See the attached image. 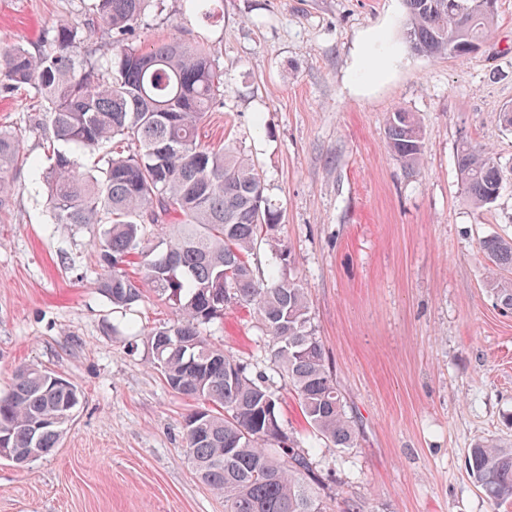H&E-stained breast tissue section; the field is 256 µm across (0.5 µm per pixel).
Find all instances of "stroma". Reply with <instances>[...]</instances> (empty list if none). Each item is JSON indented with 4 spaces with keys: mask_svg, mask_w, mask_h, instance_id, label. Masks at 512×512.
I'll return each instance as SVG.
<instances>
[{
    "mask_svg": "<svg viewBox=\"0 0 512 512\" xmlns=\"http://www.w3.org/2000/svg\"><path fill=\"white\" fill-rule=\"evenodd\" d=\"M60 19L83 23L81 0H0V37L32 51ZM405 23L404 0H214L207 18L185 0H150L139 44L216 49L224 102L200 138L258 166L356 446L320 445L247 308L205 332L273 377L281 423L310 449L327 512H492L465 459L480 438L512 446V312L482 250L487 238L512 239V128L496 119L512 107V0H499L492 34L463 60L418 55ZM397 108L423 129L413 170L388 152ZM30 113L25 91L0 93V127L26 156L0 210V392L35 365L82 399L51 454L23 468L0 459V512H224L184 447L195 402L168 390L131 334L175 311L148 297L127 315L99 293L103 228L53 223L47 143ZM465 140L502 165L500 195L480 210L460 193Z\"/></svg>",
    "mask_w": 512,
    "mask_h": 512,
    "instance_id": "stroma-1",
    "label": "stroma"
}]
</instances>
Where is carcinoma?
I'll list each match as a JSON object with an SVG mask.
<instances>
[{"label":"carcinoma","mask_w":512,"mask_h":512,"mask_svg":"<svg viewBox=\"0 0 512 512\" xmlns=\"http://www.w3.org/2000/svg\"><path fill=\"white\" fill-rule=\"evenodd\" d=\"M148 0H83L91 25L60 20L30 52L0 41V91L19 90L40 103L32 130L52 145L43 184L55 224H102L94 243L97 290L129 309L151 294L175 306L176 318L142 330L152 365L175 394L199 407L183 434L193 469L225 512H326L314 488L310 453L283 430L280 397L270 377L210 342L202 328L224 320L231 305L252 309L273 341L274 362L319 439L352 448L356 436L325 348L308 317L305 289L288 279L291 253L276 242L280 215L264 198L256 164L230 145L199 140L208 113L224 97V75L211 50L178 40L143 49L133 36ZM406 39L425 56L465 59L491 32L497 0H404ZM112 36V52H80L94 27ZM389 152L414 169L424 156L415 115L386 117ZM101 151L86 170L63 150ZM24 159L19 137L0 129V209L16 190L9 172ZM461 194L477 208L502 189L494 153L460 143ZM162 230L159 240L147 228ZM273 246L266 274L249 256ZM483 251L498 271L512 270V239L488 238ZM137 267V275L129 268ZM35 365L15 370L0 395V436L7 447L50 454L59 445L81 390ZM467 469L495 507L512 503V448L484 441L469 449Z\"/></svg>","instance_id":"carcinoma-1"}]
</instances>
